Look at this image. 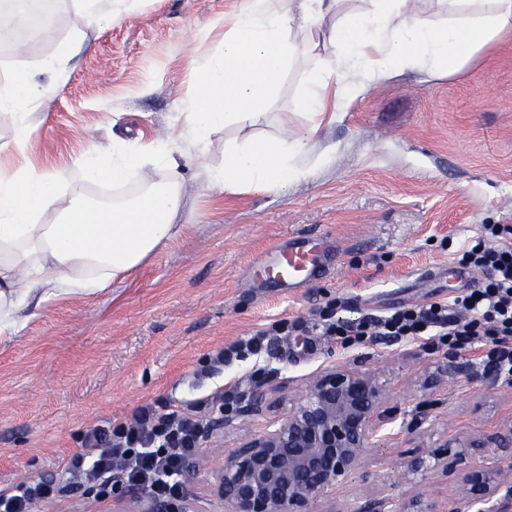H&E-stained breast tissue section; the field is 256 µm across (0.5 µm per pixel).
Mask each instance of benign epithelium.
Instances as JSON below:
<instances>
[{
    "label": "benign epithelium",
    "mask_w": 512,
    "mask_h": 512,
    "mask_svg": "<svg viewBox=\"0 0 512 512\" xmlns=\"http://www.w3.org/2000/svg\"><path fill=\"white\" fill-rule=\"evenodd\" d=\"M384 399L368 372L334 369L317 375L273 428L246 435L224 456L213 487L217 512H314L313 506L339 478L362 462L384 422ZM264 403L260 392L224 420L254 415ZM453 446L458 448L457 461L470 459L460 479V500L478 512H505L499 493L512 478V465H503L512 459V426L492 435L451 438L446 447ZM130 512L190 510L187 503L135 497Z\"/></svg>",
    "instance_id": "1"
}]
</instances>
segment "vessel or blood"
I'll return each instance as SVG.
<instances>
[{"instance_id":"b4317fda","label":"vessel or blood","mask_w":512,"mask_h":512,"mask_svg":"<svg viewBox=\"0 0 512 512\" xmlns=\"http://www.w3.org/2000/svg\"><path fill=\"white\" fill-rule=\"evenodd\" d=\"M331 259L319 240L304 238L285 245H276L265 252L254 273L262 286L298 288L323 276Z\"/></svg>"}]
</instances>
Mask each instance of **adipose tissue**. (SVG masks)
<instances>
[{
    "mask_svg": "<svg viewBox=\"0 0 512 512\" xmlns=\"http://www.w3.org/2000/svg\"><path fill=\"white\" fill-rule=\"evenodd\" d=\"M139 2L76 0L84 31L0 85V113L12 120L0 144V342L17 336L43 304L109 292L178 239L187 157L224 197L286 192L333 162L335 145H319L317 134L347 103L407 69L452 75L512 31V0H360L356 7L349 0H246L219 49L193 60L197 80L176 119L177 136L141 146L95 144L70 168L26 162L35 109L59 88L87 30L121 19ZM314 29L323 33L315 54L302 39ZM293 66L304 73L296 104L310 124L302 130L289 113L269 109L282 72ZM38 71L51 83L36 80ZM269 122L274 131H264ZM231 126L250 133L225 140L223 162L209 163L213 134ZM74 168L84 186L73 185ZM88 184L105 195L90 196Z\"/></svg>",
    "mask_w": 512,
    "mask_h": 512,
    "instance_id": "ef3b65f1",
    "label": "adipose tissue"
}]
</instances>
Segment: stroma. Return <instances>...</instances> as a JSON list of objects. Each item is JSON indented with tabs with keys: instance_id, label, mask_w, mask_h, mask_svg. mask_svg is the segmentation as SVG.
<instances>
[{
	"instance_id": "stroma-1",
	"label": "stroma",
	"mask_w": 512,
	"mask_h": 512,
	"mask_svg": "<svg viewBox=\"0 0 512 512\" xmlns=\"http://www.w3.org/2000/svg\"><path fill=\"white\" fill-rule=\"evenodd\" d=\"M245 0H144L140 9L91 35L64 85L39 108L42 123L28 158L70 165L92 144L174 135L176 112L192 89L191 60L213 52L217 21L231 22ZM52 25L22 55L0 48V80L31 68L83 20L72 0H54ZM320 139L336 146L333 164L287 193L226 200L185 167L183 234L111 292L44 305L12 340L0 343V485L58 477L85 446L88 431L129 418L143 404L192 399L233 382L252 365L232 361L209 373L217 349L276 321L291 323L270 358L271 372L249 383L271 407L247 422L210 415V447L231 451L247 430L276 420L279 403L302 396L334 368L373 374L385 391L384 429L360 468L318 505L345 512L356 497L412 508L417 494L446 512L457 470L390 479L392 468L424 448L512 423V384L468 354L427 340L380 339L350 348L307 332L334 304L337 319L384 316L481 287L485 275L460 268L461 250L485 225L512 226V32L448 77L405 72L354 100ZM321 238L329 272L285 291L253 280L254 262L292 238ZM463 277L449 280V269ZM214 459L184 474L194 512H214ZM130 490L100 501L81 490L37 512H122Z\"/></svg>"
}]
</instances>
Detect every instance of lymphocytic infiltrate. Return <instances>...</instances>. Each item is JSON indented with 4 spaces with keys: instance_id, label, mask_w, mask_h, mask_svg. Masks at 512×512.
I'll use <instances>...</instances> for the list:
<instances>
[{
    "instance_id": "lymphocytic-infiltrate-1",
    "label": "lymphocytic infiltrate",
    "mask_w": 512,
    "mask_h": 512,
    "mask_svg": "<svg viewBox=\"0 0 512 512\" xmlns=\"http://www.w3.org/2000/svg\"><path fill=\"white\" fill-rule=\"evenodd\" d=\"M460 263L487 272L481 288L446 302L404 306L377 318L340 322L326 317L313 328L319 335L340 339L345 347L376 336L392 341L436 337L473 357L479 354L478 340L487 338L493 344L488 356L492 368L498 377L511 381L512 243L491 246L476 240L464 250ZM273 342L269 331H255L217 351L212 367L218 370L235 360L264 357ZM237 399L238 390L231 387L200 399L145 404L133 419H115L92 429L87 449L71 455L63 471L81 478L104 498L122 479L156 500L171 501L184 491L181 477L209 428L206 413ZM64 491L56 479L13 482L0 488V512H35Z\"/></svg>"
}]
</instances>
